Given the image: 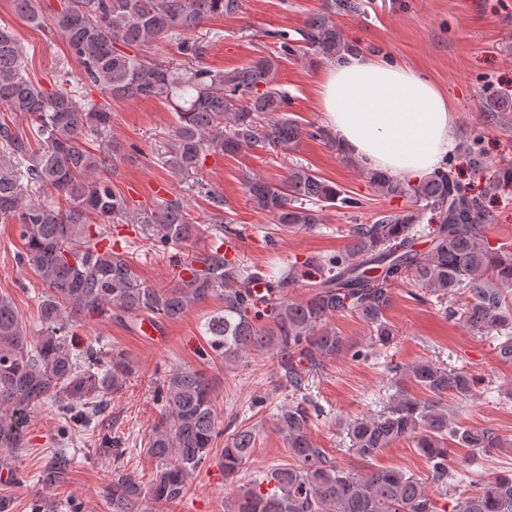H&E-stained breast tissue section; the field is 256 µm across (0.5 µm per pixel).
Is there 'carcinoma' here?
I'll return each mask as SVG.
<instances>
[{
  "label": "carcinoma",
  "instance_id": "1",
  "mask_svg": "<svg viewBox=\"0 0 512 512\" xmlns=\"http://www.w3.org/2000/svg\"><path fill=\"white\" fill-rule=\"evenodd\" d=\"M18 15L47 27L65 40L68 57L81 68L80 89L71 86L66 68L56 88L45 90L23 75L26 48L0 28V108L29 121L28 131L0 123V222L17 225L25 241L21 260L38 272L47 294L40 302L43 335L32 340L11 300L0 296V453L16 456L26 445L28 420L50 401L63 413L85 421L105 411L107 396L122 388L134 366L121 351L107 346L80 356L66 334L68 322L105 310L116 315H143L177 320L210 297L224 296V315L210 320L208 345L216 358L236 362L253 351L273 352L294 392L304 388V367L320 370L332 359L349 355L365 359L363 349L349 343L329 319L354 312L382 346L394 340L387 311L392 285L411 280L443 299L466 287L467 301L449 316L475 329H494L504 341L499 357L512 360V251L493 247L485 235L492 215L484 200L469 192L448 170L412 184L373 172L370 181L380 194L407 198L408 206L379 214L370 224H353L346 250L292 265L271 280L261 271L227 258L220 246L195 258L189 276L171 289L145 285L132 259L112 247L99 248L103 224L133 210L126 195L112 185L117 168L114 151L103 143L112 133L111 103L164 98L177 115L174 159L180 169L199 165L207 153L233 156L245 149L293 151L302 129L285 114L288 95L274 87L278 58L259 56L228 72L204 66L209 43L191 36L202 23L235 13L240 0H12ZM357 10L354 0H325L322 12L309 18L302 40L325 59L351 49L341 38L334 17ZM173 42L195 66L178 68L153 57L160 41ZM97 87L106 100L89 91ZM486 117L512 110V92L501 90L485 100ZM272 119L264 122L261 116ZM40 145L32 150L29 139ZM245 191L256 209L284 227L323 223L325 208L352 209L356 199L313 170L297 165L288 181L276 184L249 177ZM57 192L66 207L40 195ZM512 189V168L489 182L488 190ZM430 223L423 224L426 214ZM160 242L188 245L202 225L190 221L177 200L138 212ZM430 236V247L415 248L417 237ZM314 280L305 300L286 299L281 292L300 277ZM264 282L267 297L255 292ZM272 323L271 328L263 325ZM393 372L395 393L390 405L362 417L350 427L355 455L364 462L402 440L414 443L432 480L448 484V442L490 457L502 444L487 429L452 427L442 396H467L473 377L419 361ZM414 385L431 394L422 401L409 393ZM213 391L202 373L175 367L163 379L164 416L154 426L146 453L159 469L149 484L125 474L112 479V512H140L146 496L176 503L188 476L204 465L218 435ZM314 415L307 398L291 400L275 414L276 428L289 460L268 471L252 486L239 490L228 512H437L423 482L401 468L353 473L314 443ZM255 444L251 428L238 431L222 448L224 476L238 473ZM71 460L56 452L43 472L52 489L68 480ZM454 512H512V476L504 475L472 494L461 496Z\"/></svg>",
  "mask_w": 512,
  "mask_h": 512
}]
</instances>
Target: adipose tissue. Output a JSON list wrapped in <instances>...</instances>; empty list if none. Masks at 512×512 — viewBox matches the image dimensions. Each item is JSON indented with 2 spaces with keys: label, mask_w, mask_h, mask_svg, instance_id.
Instances as JSON below:
<instances>
[{
  "label": "adipose tissue",
  "mask_w": 512,
  "mask_h": 512,
  "mask_svg": "<svg viewBox=\"0 0 512 512\" xmlns=\"http://www.w3.org/2000/svg\"><path fill=\"white\" fill-rule=\"evenodd\" d=\"M316 94L337 151L384 175L422 178L455 147L449 99L406 64L349 53L324 68Z\"/></svg>",
  "instance_id": "obj_1"
}]
</instances>
